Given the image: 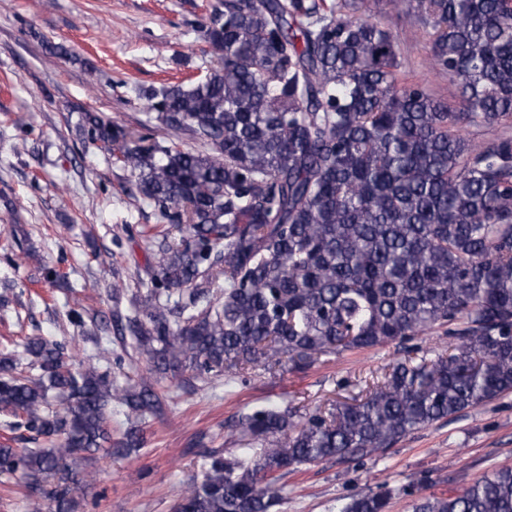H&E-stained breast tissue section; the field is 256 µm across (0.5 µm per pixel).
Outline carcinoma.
<instances>
[{
	"label": "carcinoma",
	"instance_id": "obj_1",
	"mask_svg": "<svg viewBox=\"0 0 512 512\" xmlns=\"http://www.w3.org/2000/svg\"><path fill=\"white\" fill-rule=\"evenodd\" d=\"M431 29L433 66L466 110L399 79L400 50L365 0H224L203 23L216 65L141 89L159 126L83 116L157 212L156 261L128 296L125 330L153 370L207 384L347 351L405 355L352 403L258 406L180 491L175 512H272L279 478L383 454L416 430L512 392V137L475 144L464 123L512 126V0H390ZM194 143L183 147V141ZM146 291H141V288ZM436 331L448 353L407 343ZM121 355L74 366L29 336L0 353V409L37 448L0 446L27 512H79L87 467L144 445L155 385L119 379ZM118 410L128 427L112 440ZM389 493L341 512H386ZM413 512H512V468Z\"/></svg>",
	"mask_w": 512,
	"mask_h": 512
}]
</instances>
